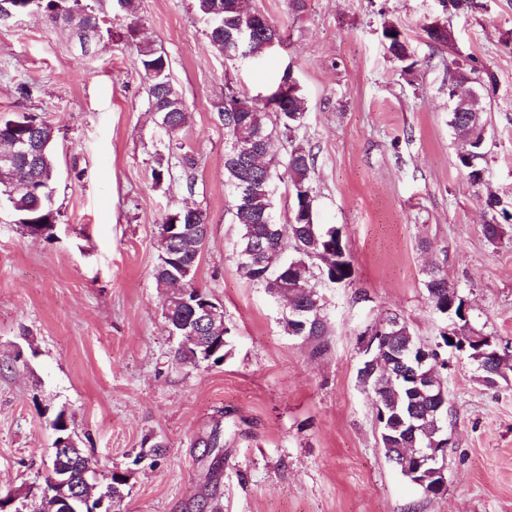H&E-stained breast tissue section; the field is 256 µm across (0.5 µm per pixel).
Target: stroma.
Masks as SVG:
<instances>
[{"instance_id":"35a3bbf8","label":"stroma","mask_w":512,"mask_h":512,"mask_svg":"<svg viewBox=\"0 0 512 512\" xmlns=\"http://www.w3.org/2000/svg\"><path fill=\"white\" fill-rule=\"evenodd\" d=\"M97 27L36 12L0 20V116L34 114L55 131V235H28L0 206V498L42 483L50 421L66 411L97 478L131 469L121 512H512V370L485 387L465 354L444 372L451 412L441 494L424 496L385 458L371 395L357 381L360 335L399 315L423 342L441 320L423 286L438 264L476 327L512 347V244L482 226L494 196L512 213V0H247L280 29L263 59L224 58L193 0H84ZM445 24L448 49L425 28ZM408 38L418 66L404 76L384 26ZM170 62L188 122L179 138L194 169L170 157L137 46ZM464 66L488 112L482 185L456 165L448 78ZM292 71L306 103L297 141L314 160L317 223L341 230L350 284L321 288L322 352L288 336L282 307L237 270L224 191L227 85L261 98ZM192 206L209 236L195 284L232 329L219 366L178 364L153 276L158 226ZM218 447H209L211 436ZM155 462L131 467L144 441Z\"/></svg>"}]
</instances>
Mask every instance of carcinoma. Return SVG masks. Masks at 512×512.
Instances as JSON below:
<instances>
[{"label":"carcinoma","instance_id":"1","mask_svg":"<svg viewBox=\"0 0 512 512\" xmlns=\"http://www.w3.org/2000/svg\"><path fill=\"white\" fill-rule=\"evenodd\" d=\"M194 5L207 27L211 44L228 60H258L269 51V42L272 39L281 38L279 28L265 15L259 13L249 18L241 13L238 0H194ZM85 9L86 6L81 4V0H43L42 3V10L52 13V17L60 16L70 21L78 14L80 25L91 28L95 24V18L85 12ZM245 23L252 24L253 37L250 41L241 42L237 38L238 29ZM382 35L388 53L398 63L401 72L411 73L418 60L408 40H398L402 32L390 26L384 28ZM138 59L148 85L150 107L158 114V127L168 139V152L179 153L183 166L194 168V155L185 150V146L177 138L184 125V104L170 81L168 57L146 43L138 46ZM281 86L282 83H277L262 99L250 97L238 88L228 89V96L241 106V111L220 113L224 121V186L230 196L236 222L240 225L236 244L238 271L272 297L285 291L294 296L296 305L305 314L300 319L284 316V329L290 336L317 341L316 350L320 351L325 346L326 335L323 303L316 295L303 294L300 286L320 273L348 283L353 276V267L343 241L334 235H328L325 225L315 223L314 216L306 214L308 199L313 197L314 162L309 152L295 144V133L306 112L305 100L298 84H293L287 88V92L280 94L278 90ZM13 121L29 124L34 154L28 161L16 162L12 174L29 180L38 187V192L12 198L6 194V187L0 184V203L7 204L16 222L22 226L41 225L44 228L43 236L48 239L53 236V225L57 221V212L52 201L56 178V161L52 149L54 131L37 117L24 114L0 118V137L9 133V124ZM469 122L470 116L467 112H453L450 115V127L460 141L458 166L465 170L472 185L480 186L484 182L483 176L486 175V168L483 166L486 151L483 146L464 143V130ZM243 140L250 142L257 150L269 154L274 168L271 177L251 172L234 157V145ZM285 146L288 147V159L284 174L294 196V204L285 222L271 223L269 218L276 217L274 182L278 179V173L275 168L279 152ZM168 176V159L160 154L151 170V178L159 185ZM175 220L181 224L183 239L179 251L183 265L191 268L187 282L188 287L192 288L199 257L204 248L207 218L199 209L191 212L179 209L168 214L165 223L170 224ZM162 263L164 260L158 259L154 278L158 286L171 289L165 320L168 323L186 320L191 315L190 308L182 302L176 285L184 277V272L170 262L165 267ZM424 276L428 300L440 313L448 305V279L436 264L426 268ZM479 335L482 339L467 341L465 353L480 372L482 383L494 388L498 379L504 377V369L509 366L508 357L500 350L496 337L482 331ZM421 344L422 340L413 335L403 321L396 335L376 350L375 355L389 363L397 351L405 347L414 349ZM357 381L378 402L375 409L386 414V420L379 421V443L388 460L401 457L402 451L409 448H431L433 444L441 442L445 432L440 429L427 437L412 441L407 435V428L396 416V411L404 408H426L429 405L427 391L420 390L407 379L397 376L382 379L377 385H367L361 377ZM51 427L57 438H68L74 434L63 410L56 414ZM90 465L91 457L84 448L77 445L55 450L50 467L70 472L78 483L82 481V472ZM400 474L426 496H436L441 492V487L437 486L441 480L438 475L426 471L412 474L403 470ZM105 480L103 492L107 496V506L112 508V512H119L127 476L113 472ZM41 500L43 492L38 489L31 495V502L28 504L22 501L15 506L12 497L0 498V512H8L7 507L11 505L14 506V512H20V508L28 505L31 506L28 512H39L36 502Z\"/></svg>","mask_w":512,"mask_h":512}]
</instances>
